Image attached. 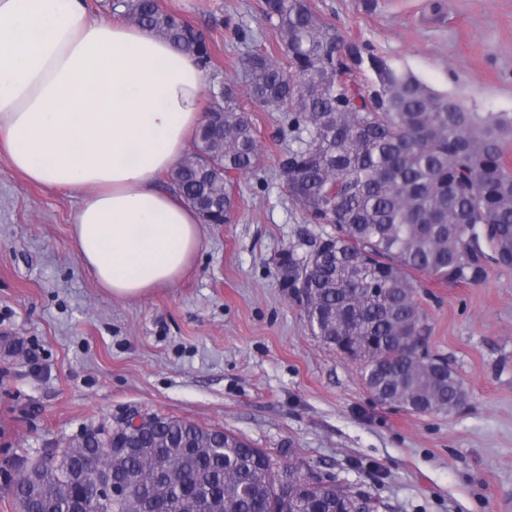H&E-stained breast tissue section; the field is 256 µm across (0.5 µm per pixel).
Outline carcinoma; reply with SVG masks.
<instances>
[{
    "instance_id": "cac0c4a2",
    "label": "carcinoma",
    "mask_w": 512,
    "mask_h": 512,
    "mask_svg": "<svg viewBox=\"0 0 512 512\" xmlns=\"http://www.w3.org/2000/svg\"><path fill=\"white\" fill-rule=\"evenodd\" d=\"M127 16L161 34L205 69V35L156 0H129ZM281 55L242 62L253 104L288 113L297 147L281 164L288 195L311 224L333 233L316 260L293 253L288 287L328 346L348 336L352 362L383 405L424 414L457 409L463 382L426 348L427 315L417 299L422 273L477 283L491 260L512 267V116L470 112L449 94L348 41L310 0H263ZM369 69L364 84L357 72ZM172 181L207 224H228L234 180L255 174L262 148L232 94L213 103ZM421 342L424 352L412 351ZM136 431L103 426L60 456L22 462L13 488L19 512H377V501L339 476L306 473L235 433L154 415ZM126 495L110 504L82 492L89 460ZM291 482L293 508L283 503Z\"/></svg>"
}]
</instances>
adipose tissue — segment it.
Returning <instances> with one entry per match:
<instances>
[{"label": "adipose tissue", "mask_w": 512, "mask_h": 512, "mask_svg": "<svg viewBox=\"0 0 512 512\" xmlns=\"http://www.w3.org/2000/svg\"><path fill=\"white\" fill-rule=\"evenodd\" d=\"M203 73L153 31L84 0H0V156L27 181L84 191L71 242L113 297L175 285L198 214L158 184L203 120Z\"/></svg>", "instance_id": "adipose-tissue-1"}]
</instances>
